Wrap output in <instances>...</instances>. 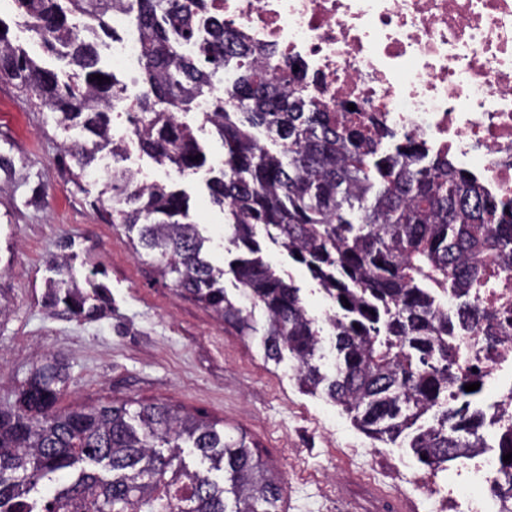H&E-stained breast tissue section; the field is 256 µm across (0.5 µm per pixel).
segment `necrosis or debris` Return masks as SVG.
I'll return each instance as SVG.
<instances>
[{
    "label": "necrosis or debris",
    "mask_w": 512,
    "mask_h": 512,
    "mask_svg": "<svg viewBox=\"0 0 512 512\" xmlns=\"http://www.w3.org/2000/svg\"><path fill=\"white\" fill-rule=\"evenodd\" d=\"M212 13L329 106L351 102L427 158L448 157L496 200H512V0H211ZM112 101L131 111L142 42L131 13L112 15ZM512 415V347L467 344Z\"/></svg>",
    "instance_id": "1"
}]
</instances>
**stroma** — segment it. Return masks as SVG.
Returning a JSON list of instances; mask_svg holds the SVG:
<instances>
[{
	"label": "stroma",
	"instance_id": "stroma-1",
	"mask_svg": "<svg viewBox=\"0 0 512 512\" xmlns=\"http://www.w3.org/2000/svg\"><path fill=\"white\" fill-rule=\"evenodd\" d=\"M206 157L198 174H166L138 144H127L123 165L149 181L175 183L190 197V214L213 242L209 259L227 271L233 258L223 242L224 212L210 201L208 180L224 163V143L183 116ZM80 130L57 126L49 112L0 81V408L12 406L31 370L55 357L67 367L60 407L136 400L169 404L213 421L226 433L246 434L263 462L284 479L280 512H434L416 491L419 478L455 481L462 460L433 471L402 443L369 437L324 394L302 389L290 361L263 351L266 315L252 310L256 331L238 336L213 313L179 294L148 257L136 255L122 227L101 219L95 176L74 184L64 147ZM264 259L292 280L312 315L326 300L304 267L261 239ZM66 259L81 289L103 284L108 305L87 321L45 306Z\"/></svg>",
	"mask_w": 512,
	"mask_h": 512
}]
</instances>
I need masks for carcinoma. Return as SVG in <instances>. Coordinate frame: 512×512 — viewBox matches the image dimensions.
<instances>
[{
  "mask_svg": "<svg viewBox=\"0 0 512 512\" xmlns=\"http://www.w3.org/2000/svg\"><path fill=\"white\" fill-rule=\"evenodd\" d=\"M13 2L46 50L68 49L64 56L77 67L63 80L40 66L13 45L0 19V80L83 134V143L65 150L78 185L96 153L121 156L110 119L119 88L79 29L108 33L112 10L127 0ZM209 7V0H138L146 91L128 119L157 163L180 173L202 167L198 142L177 114L209 89L224 58L234 60L239 78L206 121L224 140V170L209 190L224 209L229 243L241 252L229 263L240 298L226 293L224 271L210 263L183 192L140 185L114 167L100 177L109 223L122 225L136 253L156 262L177 291L239 335L255 332L244 302L263 306L265 357L278 363L289 354L299 383L322 390L373 438L395 442L433 411L434 422L408 443L421 464L435 468L488 448L484 413L475 406L486 371L460 353L468 335L490 349L507 341L512 318L480 308L471 289L512 267V210L447 159L422 157L412 140L381 151L391 132L357 109L330 108L305 91L299 72L272 85V65L257 63L239 37L227 45L221 19L213 20L198 56L178 54L169 29L191 38ZM259 227L306 268L335 308L327 321L336 349L330 373L321 370V329L299 289L259 256ZM448 297L459 301L453 318ZM47 301L87 320L102 311L98 295L77 288H55ZM67 379L60 364L47 361L31 371L13 408L0 410V512H279L284 479L264 466L246 435L228 437L214 423L158 403L59 410ZM476 382L480 388L465 391ZM499 429L494 493L505 499L512 498V460L503 461L512 452V419L499 421ZM185 444L209 462L207 473L180 459ZM57 475L69 482L36 510L30 492Z\"/></svg>",
  "mask_w": 512,
  "mask_h": 512,
  "instance_id": "obj_1",
  "label": "carcinoma"
}]
</instances>
